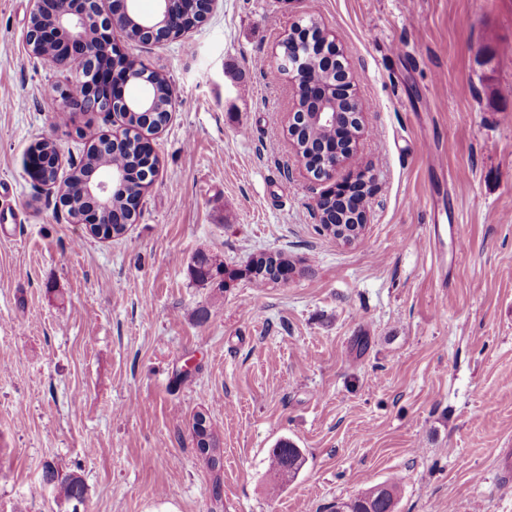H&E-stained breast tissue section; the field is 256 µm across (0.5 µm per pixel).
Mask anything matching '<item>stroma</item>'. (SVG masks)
Masks as SVG:
<instances>
[{
  "label": "stroma",
  "mask_w": 512,
  "mask_h": 512,
  "mask_svg": "<svg viewBox=\"0 0 512 512\" xmlns=\"http://www.w3.org/2000/svg\"><path fill=\"white\" fill-rule=\"evenodd\" d=\"M31 0H0V512H71L45 463L80 476L81 512H208L195 452L208 409L224 512H329L398 481L396 512H512V0H218L186 39L114 43L176 94L134 224L90 236L25 171L53 135L62 175L121 131L64 112L68 74L31 55ZM344 51L368 170L361 240L320 234L321 187L286 134L273 53L297 20ZM288 255L285 283L193 279L200 252L243 268ZM301 471L271 492L272 448ZM303 464L301 450L288 440L280 441L272 452L270 466L278 476H294Z\"/></svg>",
  "instance_id": "35a3bbf8"
}]
</instances>
